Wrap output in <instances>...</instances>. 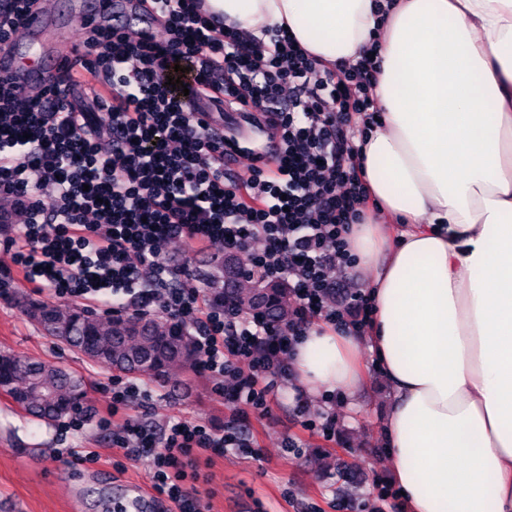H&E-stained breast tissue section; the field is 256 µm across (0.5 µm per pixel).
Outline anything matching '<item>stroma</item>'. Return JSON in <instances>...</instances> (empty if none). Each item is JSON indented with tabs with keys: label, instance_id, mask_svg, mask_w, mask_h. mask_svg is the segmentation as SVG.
<instances>
[{
	"label": "stroma",
	"instance_id": "obj_1",
	"mask_svg": "<svg viewBox=\"0 0 512 512\" xmlns=\"http://www.w3.org/2000/svg\"><path fill=\"white\" fill-rule=\"evenodd\" d=\"M91 10V0H47L48 28L25 34L16 52L29 65L68 54ZM27 298L68 304L51 291H36L18 275L13 252L0 246V351L75 371L85 381L91 411L78 425L68 419L37 425L0 395V512H127L134 500L141 512H168L151 490L150 455L126 459L112 444L111 427L101 421L112 402V369L46 336L28 314ZM359 359L365 378L356 397L329 404L319 394L305 397L310 413L334 416L335 442L301 431L294 416L301 383L294 377L278 389L266 416L250 418L259 457L230 453L200 465L212 512H361L373 484L390 483L381 426L390 387L368 341H361ZM150 388L145 405L132 410L133 422L159 432L174 419L224 421V404L211 380L193 369L184 370L176 384L154 381ZM288 437L298 439V447H284Z\"/></svg>",
	"mask_w": 512,
	"mask_h": 512
}]
</instances>
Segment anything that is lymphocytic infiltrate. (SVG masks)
Masks as SVG:
<instances>
[{"instance_id": "1", "label": "lymphocytic infiltrate", "mask_w": 512, "mask_h": 512, "mask_svg": "<svg viewBox=\"0 0 512 512\" xmlns=\"http://www.w3.org/2000/svg\"><path fill=\"white\" fill-rule=\"evenodd\" d=\"M43 5L0 0V52ZM175 62L190 69L187 90L166 83ZM377 63L370 49L317 63L286 30L245 35L203 0H112L55 73L29 86L0 73V246L35 288L193 329L195 370L229 411L219 427L173 421L158 435L129 417L148 390L113 378V441L131 460L153 451L152 489L175 512H209L193 484L200 460L255 455L238 406L268 414L311 324L358 333L372 319L362 291L337 300L336 274L356 264L348 238L367 200L356 160L378 111ZM209 109L249 116L267 142L241 146ZM180 241L247 251L287 282L292 318L273 326L209 304L168 252Z\"/></svg>"}]
</instances>
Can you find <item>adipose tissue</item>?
<instances>
[{"label":"adipose tissue","mask_w":512,"mask_h":512,"mask_svg":"<svg viewBox=\"0 0 512 512\" xmlns=\"http://www.w3.org/2000/svg\"><path fill=\"white\" fill-rule=\"evenodd\" d=\"M248 35L287 29L330 65L376 47L384 111L359 157L397 218L350 238L368 340L392 385L384 427L406 512H512V0H208ZM306 392L355 396V336L309 329Z\"/></svg>","instance_id":"obj_1"}]
</instances>
